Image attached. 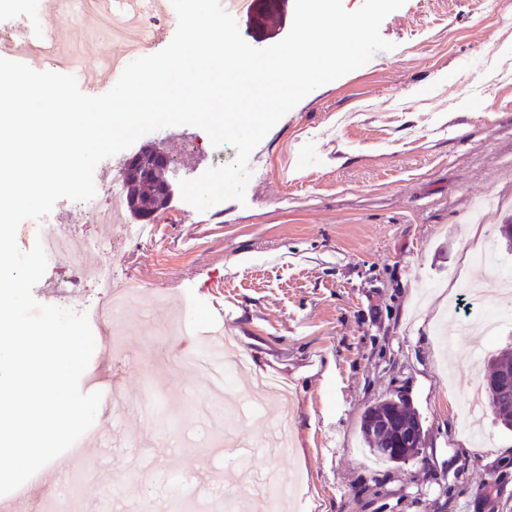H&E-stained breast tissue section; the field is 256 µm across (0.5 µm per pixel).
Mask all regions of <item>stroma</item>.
Wrapping results in <instances>:
<instances>
[{
    "mask_svg": "<svg viewBox=\"0 0 512 512\" xmlns=\"http://www.w3.org/2000/svg\"><path fill=\"white\" fill-rule=\"evenodd\" d=\"M295 0H255L237 17L242 38L264 48L289 32ZM46 25L67 40L91 37L86 63L154 54L107 33L94 14L8 0L0 27ZM393 50L304 97L252 152L244 201L199 212L181 194L155 220L153 240L100 252L123 278L170 305L135 303L117 336H99L87 367L138 395L171 341L176 307L223 327L253 374L288 383V444L254 456V474L294 478L288 512H512V431L466 413L470 388L491 373L467 346L478 315L496 305L499 267L512 252L499 226L512 217V0H406L380 26ZM172 184L201 176L233 147L193 126L154 131ZM469 302L462 310L461 302ZM202 379L168 369L157 393L183 416L182 444L166 423L115 413L102 398L93 427L112 435L87 448L94 468L29 490L26 512H100L107 472L144 480L117 498L121 512H166L173 480L199 486L212 512L236 493L240 451L263 441L279 408L253 398L242 374L226 391L234 444L211 452L210 420L194 408ZM405 395L424 435L421 456L375 460L364 412Z\"/></svg>",
    "mask_w": 512,
    "mask_h": 512,
    "instance_id": "35a3bbf8",
    "label": "stroma"
}]
</instances>
